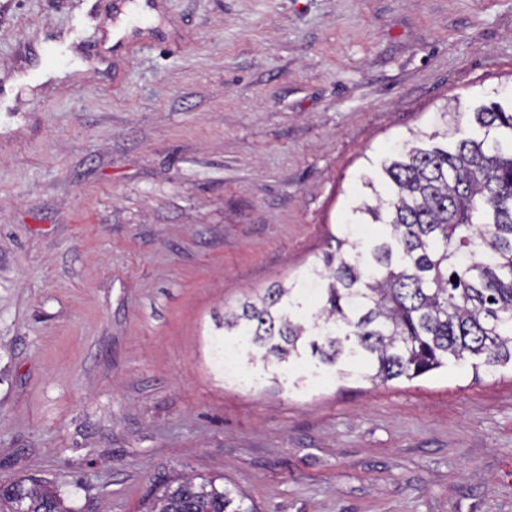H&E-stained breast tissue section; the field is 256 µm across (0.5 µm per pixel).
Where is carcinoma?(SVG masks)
Segmentation results:
<instances>
[{
  "mask_svg": "<svg viewBox=\"0 0 512 512\" xmlns=\"http://www.w3.org/2000/svg\"><path fill=\"white\" fill-rule=\"evenodd\" d=\"M471 131L414 132L368 159L335 249L216 328L263 369L315 359L344 377L412 381L450 362L512 365V97ZM147 512H258L220 476L168 480ZM0 512H74L49 481L0 483Z\"/></svg>",
  "mask_w": 512,
  "mask_h": 512,
  "instance_id": "cac0c4a2",
  "label": "carcinoma"
}]
</instances>
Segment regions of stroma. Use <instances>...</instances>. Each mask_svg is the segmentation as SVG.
Masks as SVG:
<instances>
[{
  "instance_id": "stroma-1",
  "label": "stroma",
  "mask_w": 512,
  "mask_h": 512,
  "mask_svg": "<svg viewBox=\"0 0 512 512\" xmlns=\"http://www.w3.org/2000/svg\"><path fill=\"white\" fill-rule=\"evenodd\" d=\"M125 2L0 0V481L76 512L213 473L260 512H512L511 368L296 388L211 344L328 249L367 158L512 86V0H145L112 46Z\"/></svg>"
}]
</instances>
